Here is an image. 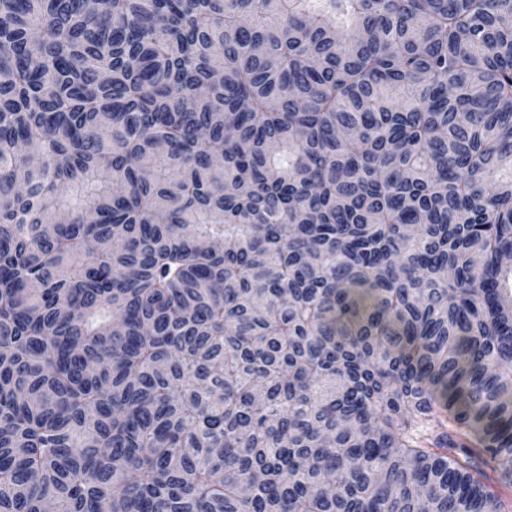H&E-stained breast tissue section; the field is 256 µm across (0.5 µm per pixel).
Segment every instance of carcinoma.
I'll use <instances>...</instances> for the list:
<instances>
[{
	"mask_svg": "<svg viewBox=\"0 0 512 512\" xmlns=\"http://www.w3.org/2000/svg\"><path fill=\"white\" fill-rule=\"evenodd\" d=\"M512 0H0V512H512Z\"/></svg>",
	"mask_w": 512,
	"mask_h": 512,
	"instance_id": "carcinoma-1",
	"label": "carcinoma"
}]
</instances>
